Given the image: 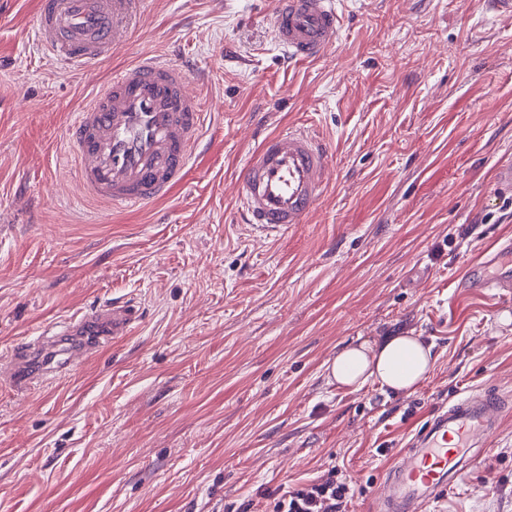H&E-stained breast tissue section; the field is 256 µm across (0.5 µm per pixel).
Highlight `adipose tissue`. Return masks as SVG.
Returning a JSON list of instances; mask_svg holds the SVG:
<instances>
[{"instance_id":"ef3b65f1","label":"adipose tissue","mask_w":512,"mask_h":512,"mask_svg":"<svg viewBox=\"0 0 512 512\" xmlns=\"http://www.w3.org/2000/svg\"><path fill=\"white\" fill-rule=\"evenodd\" d=\"M434 357L421 337L410 333L376 342L349 343L326 366L337 386L355 390L374 384L395 394L412 392L431 371Z\"/></svg>"}]
</instances>
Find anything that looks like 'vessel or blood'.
<instances>
[{"instance_id":"vessel-or-blood-1","label":"vessel or blood","mask_w":512,"mask_h":512,"mask_svg":"<svg viewBox=\"0 0 512 512\" xmlns=\"http://www.w3.org/2000/svg\"><path fill=\"white\" fill-rule=\"evenodd\" d=\"M144 0H39L35 36L51 54L92 71L131 30ZM275 44L298 61L322 58L339 33L336 0H276ZM205 112L186 67L146 57L101 85L68 124L67 144L87 197L114 208L167 196L185 175L200 143ZM330 144L295 125L265 135L238 177L242 223L270 234L302 223L326 186ZM492 273L471 269L459 282L469 292L512 294V241L487 256ZM127 299L76 312L31 337L23 350L0 355V377L16 387L65 375L141 322ZM40 362L37 377L26 366ZM505 410L499 393L467 391L437 407L382 480L375 512H425L459 473L478 459V438L496 429Z\"/></svg>"}]
</instances>
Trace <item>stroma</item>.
Masks as SVG:
<instances>
[{"label":"stroma","instance_id":"35a3bbf8","mask_svg":"<svg viewBox=\"0 0 512 512\" xmlns=\"http://www.w3.org/2000/svg\"><path fill=\"white\" fill-rule=\"evenodd\" d=\"M274 0H146L79 74L35 39L37 0H0V351L50 321L135 296L143 321L65 381H0V512H271L268 491L329 470L371 499L434 408L512 395V302L461 294L512 236V21L482 0H338L339 35L284 61ZM205 75L197 158L165 200L86 197L71 115L143 55ZM333 148L301 224L233 220L236 174L284 123ZM411 331L435 363L409 394L354 391L326 365ZM386 455H378V448ZM427 512H512V414Z\"/></svg>","mask_w":512,"mask_h":512}]
</instances>
